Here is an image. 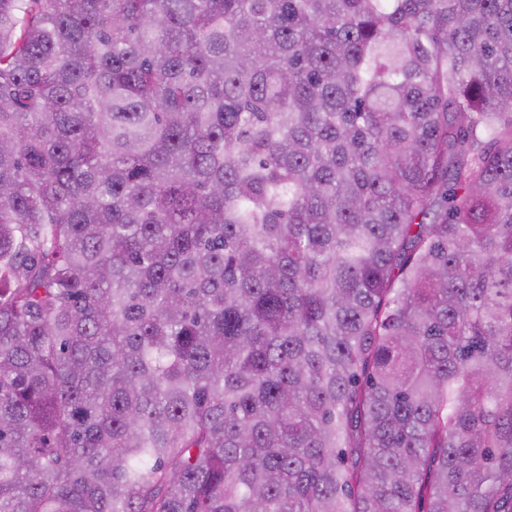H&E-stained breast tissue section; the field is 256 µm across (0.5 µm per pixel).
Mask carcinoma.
Instances as JSON below:
<instances>
[{
    "mask_svg": "<svg viewBox=\"0 0 512 512\" xmlns=\"http://www.w3.org/2000/svg\"><path fill=\"white\" fill-rule=\"evenodd\" d=\"M512 0H0V512H512Z\"/></svg>",
    "mask_w": 512,
    "mask_h": 512,
    "instance_id": "carcinoma-1",
    "label": "carcinoma"
}]
</instances>
